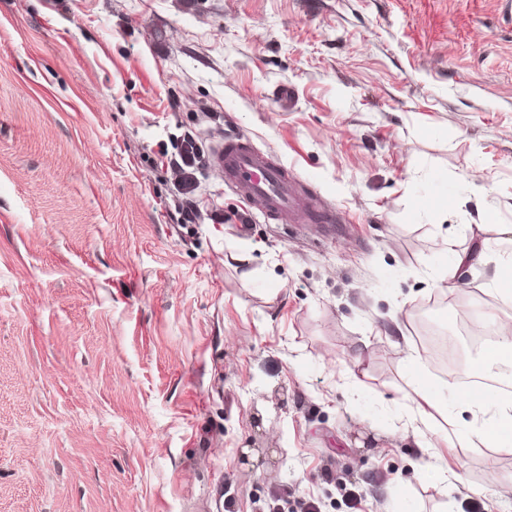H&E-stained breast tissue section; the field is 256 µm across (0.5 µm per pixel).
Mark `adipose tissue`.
I'll list each match as a JSON object with an SVG mask.
<instances>
[{
    "label": "adipose tissue",
    "instance_id": "obj_1",
    "mask_svg": "<svg viewBox=\"0 0 512 512\" xmlns=\"http://www.w3.org/2000/svg\"><path fill=\"white\" fill-rule=\"evenodd\" d=\"M466 404L477 420L457 433L459 447L483 445L512 451V396L502 394L493 402L470 396Z\"/></svg>",
    "mask_w": 512,
    "mask_h": 512
}]
</instances>
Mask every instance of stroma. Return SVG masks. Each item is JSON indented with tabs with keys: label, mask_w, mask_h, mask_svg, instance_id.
<instances>
[{
	"label": "stroma",
	"mask_w": 512,
	"mask_h": 512,
	"mask_svg": "<svg viewBox=\"0 0 512 512\" xmlns=\"http://www.w3.org/2000/svg\"><path fill=\"white\" fill-rule=\"evenodd\" d=\"M235 132L335 223L241 202ZM501 224L512 0H0V512H512V452L457 447L459 370L418 339L433 301L512 322L451 266L512 258ZM199 157L200 151L197 139L193 134H189L182 139V144L178 151V158L176 155L175 157H171L169 165L176 167L180 176L185 177L186 175H190L187 170L196 165ZM408 384L415 394L416 412L422 425L432 430L435 426L437 415H445L444 403L439 392H433L427 383L416 377L408 379Z\"/></svg>",
	"instance_id": "35a3bbf8"
}]
</instances>
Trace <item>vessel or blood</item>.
<instances>
[{
    "mask_svg": "<svg viewBox=\"0 0 512 512\" xmlns=\"http://www.w3.org/2000/svg\"><path fill=\"white\" fill-rule=\"evenodd\" d=\"M213 163L239 198L260 206L272 221L330 223L335 219L332 211L318 206L313 195L300 193L287 167L255 147L247 135L225 138Z\"/></svg>",
    "mask_w": 512,
    "mask_h": 512,
    "instance_id": "1",
    "label": "vessel or blood"
}]
</instances>
